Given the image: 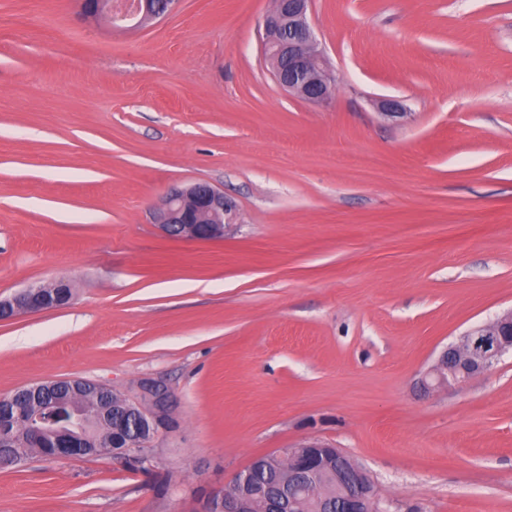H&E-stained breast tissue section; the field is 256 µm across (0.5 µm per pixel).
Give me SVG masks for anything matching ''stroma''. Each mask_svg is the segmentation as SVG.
<instances>
[{
	"instance_id": "stroma-1",
	"label": "stroma",
	"mask_w": 512,
	"mask_h": 512,
	"mask_svg": "<svg viewBox=\"0 0 512 512\" xmlns=\"http://www.w3.org/2000/svg\"><path fill=\"white\" fill-rule=\"evenodd\" d=\"M270 7L179 0L116 32L77 0H0V299L74 289L0 320V397L152 378L178 422L146 472L0 468V512H200L255 456L314 439L397 512H512V355L418 386L512 310V0H312L323 105L275 82ZM196 181L240 210L221 239L152 222ZM73 298L71 285L58 280L49 285H30L8 299L0 300L1 315L11 317L20 313L40 312L67 306Z\"/></svg>"
}]
</instances>
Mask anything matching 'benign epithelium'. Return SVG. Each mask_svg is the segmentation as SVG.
<instances>
[{
    "mask_svg": "<svg viewBox=\"0 0 512 512\" xmlns=\"http://www.w3.org/2000/svg\"><path fill=\"white\" fill-rule=\"evenodd\" d=\"M81 14L90 19H102L115 30H129L147 21L161 18L153 12L152 0H79ZM311 0H274V7L263 22L262 44L271 39L278 44L277 51L288 55V73L273 72L277 84L289 93L310 103H326L331 99L335 75L323 48L309 22ZM382 115L390 118L407 116L402 101L391 98L377 100ZM154 223L171 237L196 240H215L224 237V226L238 220L237 205L224 192L206 182L174 186L155 207ZM73 298L71 285L58 280L49 285H30L8 299L0 300V316L40 312L67 306ZM512 350V312L473 328L461 335L442 351L434 365L419 381L421 390L431 393L444 385L465 383L488 371L507 351ZM126 410L140 426L151 429V436L167 430L175 400L160 383L145 379L135 396H121ZM49 405L64 410V427L53 432L65 437L58 447L57 458L81 456L77 436L84 434L86 415L73 403L57 400ZM308 453L291 457L290 471L317 477L324 465L318 463L317 452L330 451L336 485L342 490L336 499V512H386L390 503L384 502L373 490L370 475L351 464L337 448L319 441L304 444ZM216 512H244L241 501L217 490L204 503L203 510Z\"/></svg>",
    "mask_w": 512,
    "mask_h": 512,
    "instance_id": "1",
    "label": "benign epithelium"
}]
</instances>
